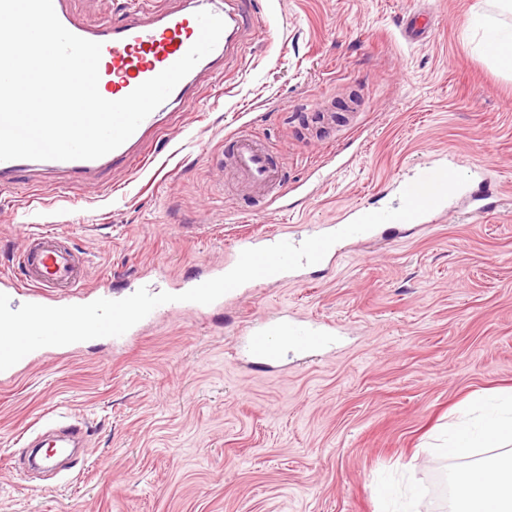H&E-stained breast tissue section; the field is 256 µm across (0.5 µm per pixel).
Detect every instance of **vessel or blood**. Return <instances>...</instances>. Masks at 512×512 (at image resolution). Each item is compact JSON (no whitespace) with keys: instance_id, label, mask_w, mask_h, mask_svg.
<instances>
[{"instance_id":"vessel-or-blood-1","label":"vessel or blood","mask_w":512,"mask_h":512,"mask_svg":"<svg viewBox=\"0 0 512 512\" xmlns=\"http://www.w3.org/2000/svg\"><path fill=\"white\" fill-rule=\"evenodd\" d=\"M250 2L189 0L179 9L150 13L143 8L144 0H132L120 22L90 28L73 17L69 0H53L56 15L67 30L101 43L98 89L116 100L127 96L187 52L200 34L196 12L207 10L220 16L225 29L215 49L177 84L168 99L147 116L121 146L94 160H45L41 163L42 168L49 173L63 170L78 179L90 181L107 166L132 160L142 139L161 129L165 113L188 102L197 79L238 47L247 18L245 7ZM225 149L227 169L247 188L250 196L264 199L268 206L277 210H288L289 190L269 145L251 128L244 126L227 138ZM467 199L469 209L462 216L464 222L479 223L493 214V207L485 204L480 192H469ZM408 231L407 222L390 221L355 235L354 240L368 246L380 243L386 237H404ZM305 237L290 225L264 236H239L233 241L224 263L207 266L177 280L173 291L180 294L225 274L236 264L242 250L281 241L297 245ZM0 292L9 296L10 307L14 310L25 303L59 306L67 295L76 297L82 304L111 296L105 289H87L83 256L66 237L48 229L25 233L24 246L15 259L13 272L0 275ZM335 330L334 322L309 323L284 312L270 321L248 323L236 339V348L238 354L249 359L251 364L268 367L279 362L287 352L313 351L330 344Z\"/></svg>"}]
</instances>
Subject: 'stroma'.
<instances>
[{
  "label": "stroma",
  "instance_id": "1",
  "mask_svg": "<svg viewBox=\"0 0 512 512\" xmlns=\"http://www.w3.org/2000/svg\"><path fill=\"white\" fill-rule=\"evenodd\" d=\"M486 0H255L237 51L148 135L142 166L97 181L34 168L0 189V261L26 228L69 237L89 286L133 289L224 260L237 233L333 224L352 203L452 156L470 189L505 206L343 257L304 282L257 287L203 312L37 360L0 382V512H448L449 479L489 456L440 451L458 409L512 387V78L468 27ZM431 33L405 41L403 18ZM362 94L361 110L349 99ZM333 105L321 127L317 110ZM267 140L293 211L261 210L214 181L242 126ZM491 158L487 177L471 175ZM335 321L332 346L240 360L246 322L280 312ZM82 421L70 469L33 478L18 460L48 419Z\"/></svg>",
  "mask_w": 512,
  "mask_h": 512
}]
</instances>
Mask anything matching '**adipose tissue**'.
Returning <instances> with one entry per match:
<instances>
[{"label":"adipose tissue","instance_id":"adipose-tissue-1","mask_svg":"<svg viewBox=\"0 0 512 512\" xmlns=\"http://www.w3.org/2000/svg\"><path fill=\"white\" fill-rule=\"evenodd\" d=\"M512 0H494V9L476 16L482 31L480 49L502 71L512 72ZM477 448H501L505 454L491 457L451 479L452 512H512V397L487 401L472 417L458 423L448 434L446 451L466 456Z\"/></svg>","mask_w":512,"mask_h":512}]
</instances>
